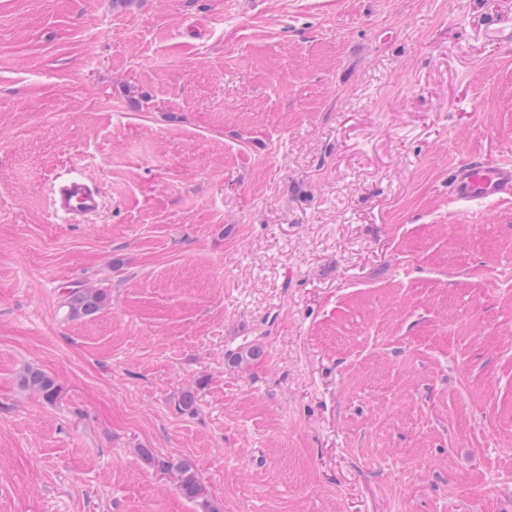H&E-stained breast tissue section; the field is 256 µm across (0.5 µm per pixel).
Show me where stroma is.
Here are the masks:
<instances>
[{
    "label": "stroma",
    "instance_id": "1",
    "mask_svg": "<svg viewBox=\"0 0 512 512\" xmlns=\"http://www.w3.org/2000/svg\"><path fill=\"white\" fill-rule=\"evenodd\" d=\"M493 18L0 0V512H512V201L448 195L512 159ZM70 172L104 194L81 224ZM448 195L465 207L512 198V161L472 159L448 175ZM103 206L100 188L81 175L60 179L50 194V209L54 216L71 223L84 222L97 215ZM105 302L103 292L92 289H76L68 292L66 304L73 317L93 316L102 310ZM23 387L33 389L46 398H54L56 395L55 380L44 371L37 368H29L21 378ZM179 472L178 488L181 493L192 500H196L204 495L203 487L198 475L187 463H181L177 467Z\"/></svg>",
    "mask_w": 512,
    "mask_h": 512
}]
</instances>
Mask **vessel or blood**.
<instances>
[{
    "instance_id": "b4317fda",
    "label": "vessel or blood",
    "mask_w": 512,
    "mask_h": 512,
    "mask_svg": "<svg viewBox=\"0 0 512 512\" xmlns=\"http://www.w3.org/2000/svg\"><path fill=\"white\" fill-rule=\"evenodd\" d=\"M448 194L466 207L511 199L512 161L485 158L460 163L448 175ZM102 206L100 188L80 175L60 179L50 194L53 215L72 223L97 215Z\"/></svg>"
}]
</instances>
